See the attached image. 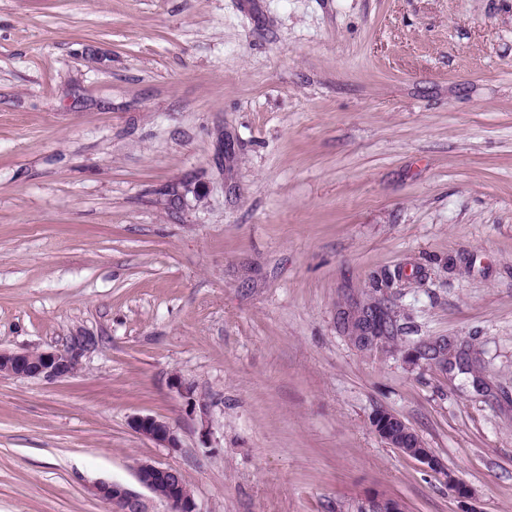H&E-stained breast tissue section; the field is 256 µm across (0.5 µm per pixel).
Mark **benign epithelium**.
Here are the masks:
<instances>
[{
    "mask_svg": "<svg viewBox=\"0 0 512 512\" xmlns=\"http://www.w3.org/2000/svg\"><path fill=\"white\" fill-rule=\"evenodd\" d=\"M192 192L199 199L205 197L202 186L186 183L167 195L165 205L170 210L182 207L186 193ZM96 344V338L83 332L69 336L60 346L48 349L0 350V376L36 379L52 383L76 375L82 367V358ZM131 428L144 439L159 446L175 450L179 441L174 427L167 421L152 415H136L130 420ZM376 434L393 448L427 465L433 471L445 475L448 484L466 498V487L448 475L433 451L423 444L420 437L396 414L379 411L372 418ZM137 482L152 494L163 483L167 493L159 500L166 506L165 512H203L195 494L185 485L182 472L174 466H159L141 462L135 469ZM95 496L110 512H149L146 501L135 490L114 481H100L94 486ZM366 512H404L401 503L392 498L376 497L369 502Z\"/></svg>",
    "mask_w": 512,
    "mask_h": 512,
    "instance_id": "obj_1",
    "label": "benign epithelium"
}]
</instances>
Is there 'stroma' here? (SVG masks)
<instances>
[{
    "label": "stroma",
    "instance_id": "35a3bbf8",
    "mask_svg": "<svg viewBox=\"0 0 512 512\" xmlns=\"http://www.w3.org/2000/svg\"><path fill=\"white\" fill-rule=\"evenodd\" d=\"M78 329L0 377V512L145 461L202 512H512V0H0V350ZM367 317H370L371 321L374 324L377 323V330L379 335L383 337L392 335L393 321L389 314L386 311H384L381 307H375L374 309H371L370 312H366L364 313V315L355 319L352 324V327L355 332L358 331L361 328V326L367 322ZM96 344L95 336L75 332L60 346L48 349L0 350V376L52 383L76 375L82 358ZM372 426L376 434L392 448L399 449L403 454L411 456L439 472L447 479L463 498H468L466 487L445 471L431 448H426L420 437L396 414L378 411L372 418ZM131 428L144 439L156 445L176 450L179 441L174 427L152 415H136L130 420Z\"/></svg>",
    "mask_w": 512,
    "mask_h": 512
}]
</instances>
